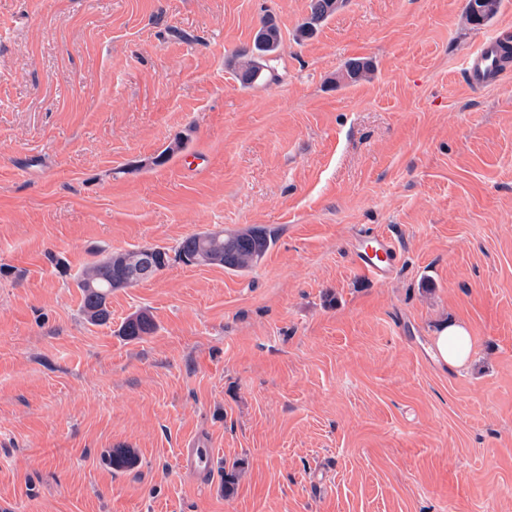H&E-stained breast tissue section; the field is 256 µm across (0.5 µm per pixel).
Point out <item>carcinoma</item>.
I'll return each mask as SVG.
<instances>
[{"label": "carcinoma", "mask_w": 512, "mask_h": 512, "mask_svg": "<svg viewBox=\"0 0 512 512\" xmlns=\"http://www.w3.org/2000/svg\"><path fill=\"white\" fill-rule=\"evenodd\" d=\"M342 0H311L310 14L299 28V36L309 38L332 16ZM499 0H467L465 7L469 23L481 26L496 13ZM281 33L273 19L266 18L254 39L253 47L242 54L235 64L236 76L244 87L277 83L273 55L277 52ZM371 63L355 60L345 66L342 80L349 84L359 82L369 72ZM274 236L266 229L252 227L236 233L210 235L204 232L185 237L177 247L179 258L187 265H216L227 271L242 273L255 266L274 244ZM168 250L162 247H144L133 251L109 254L81 270L75 277L82 296L81 310L92 324H105L110 319L107 303L112 290L132 284L133 271L150 270L154 275L168 265ZM155 324L150 316L139 313L122 326V335L140 338L152 333ZM102 462L120 470L132 466L135 457L126 448H114L102 455Z\"/></svg>", "instance_id": "cac0c4a2"}]
</instances>
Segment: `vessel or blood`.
<instances>
[{"label":"vessel or blood","instance_id":"1","mask_svg":"<svg viewBox=\"0 0 512 512\" xmlns=\"http://www.w3.org/2000/svg\"><path fill=\"white\" fill-rule=\"evenodd\" d=\"M472 89L481 90L499 85L512 74V35L505 32L487 35L478 49L469 56L463 69ZM397 258V248L391 237L384 234L369 236L366 246L357 247L351 261L355 269L375 280L390 277ZM212 449L187 445L180 452L182 470L208 475L213 469Z\"/></svg>","mask_w":512,"mask_h":512}]
</instances>
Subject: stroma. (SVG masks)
<instances>
[{
  "label": "stroma",
  "mask_w": 512,
  "mask_h": 512,
  "mask_svg": "<svg viewBox=\"0 0 512 512\" xmlns=\"http://www.w3.org/2000/svg\"><path fill=\"white\" fill-rule=\"evenodd\" d=\"M465 5L343 0L300 41L310 0H0V512H512V77L463 76L512 0ZM268 14L280 80L245 88ZM249 227L276 242L247 272L175 255ZM145 246L168 266L90 324L75 275ZM446 321L466 367L426 352ZM498 0H468L465 12L470 24L481 26L487 23L498 9ZM364 238L369 243L364 247L358 246L354 251L351 258L354 268L378 281L388 279L398 253L394 241L380 233ZM154 329L155 324L152 318L146 313H139L124 323L121 333L123 336L135 339L152 333ZM181 448L179 462L182 470L205 475L211 474L214 454L211 448L194 447L193 444Z\"/></svg>",
  "instance_id": "stroma-1"
}]
</instances>
